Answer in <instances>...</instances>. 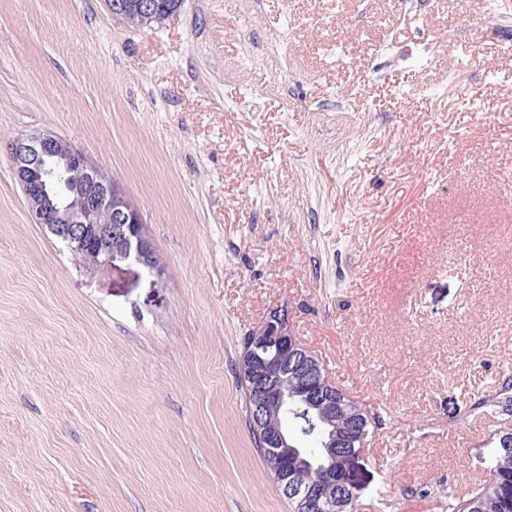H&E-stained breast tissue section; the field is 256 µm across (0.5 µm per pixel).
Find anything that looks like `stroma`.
Here are the masks:
<instances>
[{
  "mask_svg": "<svg viewBox=\"0 0 512 512\" xmlns=\"http://www.w3.org/2000/svg\"><path fill=\"white\" fill-rule=\"evenodd\" d=\"M342 53L343 67L333 64ZM58 135L159 262L89 271L7 142ZM512 0H0V512H288L237 387L274 309L382 419L357 512H447L512 386ZM109 2H110V5L108 7H109L110 11L112 12V15H114L116 17H120L124 22H126L131 27H137V28L146 27V26H144L143 16L147 17L148 19H152V20L157 19L158 17H161L156 12L155 5L152 2V0H139V2L135 6H134V3L129 5L126 2V0H110ZM129 6H130V8H129ZM126 11H127V13H126Z\"/></svg>",
  "mask_w": 512,
  "mask_h": 512,
  "instance_id": "obj_1",
  "label": "stroma"
}]
</instances>
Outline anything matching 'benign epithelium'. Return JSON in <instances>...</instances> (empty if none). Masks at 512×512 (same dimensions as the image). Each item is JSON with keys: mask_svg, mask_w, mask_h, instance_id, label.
<instances>
[{"mask_svg": "<svg viewBox=\"0 0 512 512\" xmlns=\"http://www.w3.org/2000/svg\"><path fill=\"white\" fill-rule=\"evenodd\" d=\"M13 172L36 223L94 269L132 259L151 270L157 257L143 231L141 213L128 204L118 183L92 166L85 155L51 133L22 134L6 145ZM239 376L252 393L251 421L268 461L271 479L301 512H334L336 501L356 499L354 470L336 472L337 452L353 443V434L336 436V414L343 395L322 372L317 356L293 335L288 311L274 309L246 336ZM301 381V399L311 427L323 438L321 479L290 460L293 437L271 426L288 408V380Z\"/></svg>", "mask_w": 512, "mask_h": 512, "instance_id": "1", "label": "benign epithelium"}]
</instances>
